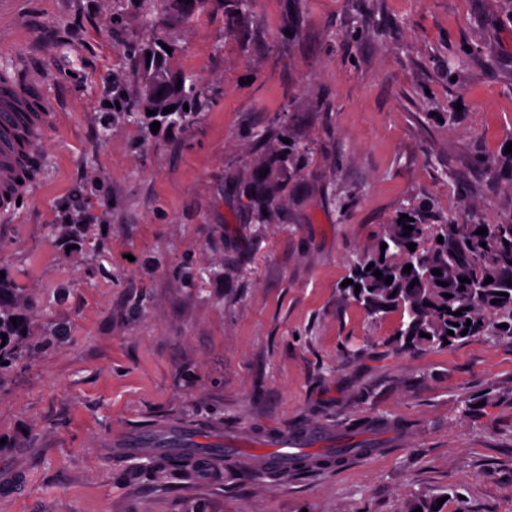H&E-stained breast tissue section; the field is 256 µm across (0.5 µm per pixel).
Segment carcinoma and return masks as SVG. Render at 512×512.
Returning <instances> with one entry per match:
<instances>
[{"label":"carcinoma","instance_id":"carcinoma-1","mask_svg":"<svg viewBox=\"0 0 512 512\" xmlns=\"http://www.w3.org/2000/svg\"><path fill=\"white\" fill-rule=\"evenodd\" d=\"M149 7L143 13V23L154 31L146 41L124 45L125 66L112 73V102L120 108L112 113L129 115L144 113L153 120L163 116L172 124L189 122L206 104L202 90L189 80V76L171 67V55L162 45L174 44L162 34L159 18L174 12L182 20H190L204 4V0H146ZM253 0H214V11L224 19V27L236 28L250 10ZM189 110H184L183 105ZM172 106L170 113H162ZM155 115L147 114V111ZM274 138L277 145L260 160L249 182V207L256 221L264 224L273 211L288 180L296 176L305 163V156L290 142L288 124L282 123L274 135L262 131L256 138ZM408 218L386 224L376 241L348 263L346 278L353 283L340 288L341 296L354 301L371 322L400 314L395 340L406 351L444 349L457 341L485 336L492 339L512 340V220L495 224H459L446 220L431 223L427 209L407 210ZM411 226L410 234L405 227ZM487 234L478 235V228ZM443 240H438V237ZM509 245H504V242ZM386 249H381V244ZM415 244L410 250L408 244ZM382 272V278L366 270L369 264ZM412 265L410 272L404 266ZM440 270V275L432 270ZM393 277L389 284L385 278ZM492 277L493 282L484 280ZM467 277L470 282L462 283ZM418 283H413V280ZM446 282L443 287L439 282ZM360 292H355V285ZM505 296H499V293ZM451 297H445V294ZM500 299L494 304L492 300ZM461 311L456 316L454 312ZM508 327L503 328L501 324ZM466 335H461L463 330ZM454 335H449L448 331ZM426 336H420V333ZM201 460L186 454L172 453L156 459L159 470H180Z\"/></svg>","mask_w":512,"mask_h":512}]
</instances>
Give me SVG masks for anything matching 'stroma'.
<instances>
[{"label":"stroma","mask_w":512,"mask_h":512,"mask_svg":"<svg viewBox=\"0 0 512 512\" xmlns=\"http://www.w3.org/2000/svg\"><path fill=\"white\" fill-rule=\"evenodd\" d=\"M166 31L211 104L154 130L107 105L123 42L150 36L136 0H0V64L49 70L60 104L0 223V303L27 301L0 472L28 476L0 512H454L455 494L512 512V341L403 353L398 315L369 322L339 292L408 208L512 217V168L487 165L512 142V0H254L236 29L204 12ZM284 122L309 163L259 224L255 134ZM155 418L244 449L270 428L389 426L337 471L159 472L112 446Z\"/></svg>","instance_id":"stroma-1"}]
</instances>
